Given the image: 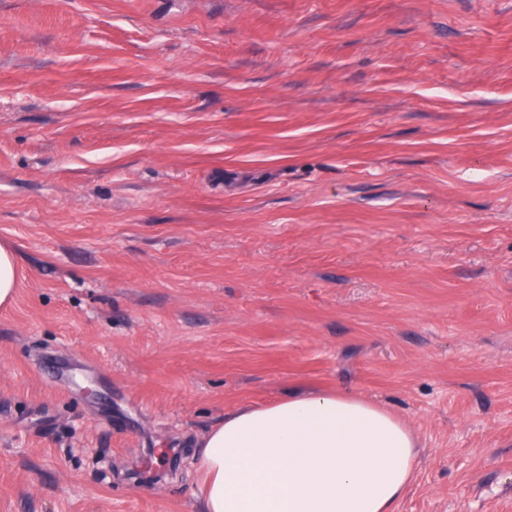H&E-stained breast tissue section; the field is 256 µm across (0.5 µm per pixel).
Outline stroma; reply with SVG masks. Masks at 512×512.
<instances>
[{
	"label": "stroma",
	"instance_id": "35a3bbf8",
	"mask_svg": "<svg viewBox=\"0 0 512 512\" xmlns=\"http://www.w3.org/2000/svg\"><path fill=\"white\" fill-rule=\"evenodd\" d=\"M0 241V512H198L299 391L512 512V0H0ZM18 265L15 250L7 244H0V307L13 303L17 284Z\"/></svg>",
	"mask_w": 512,
	"mask_h": 512
}]
</instances>
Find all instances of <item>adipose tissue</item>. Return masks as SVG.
I'll list each match as a JSON object with an SVG mask.
<instances>
[{"mask_svg":"<svg viewBox=\"0 0 512 512\" xmlns=\"http://www.w3.org/2000/svg\"><path fill=\"white\" fill-rule=\"evenodd\" d=\"M195 446L200 512H396L418 459L406 422L333 391L240 405Z\"/></svg>","mask_w":512,"mask_h":512,"instance_id":"1","label":"adipose tissue"}]
</instances>
